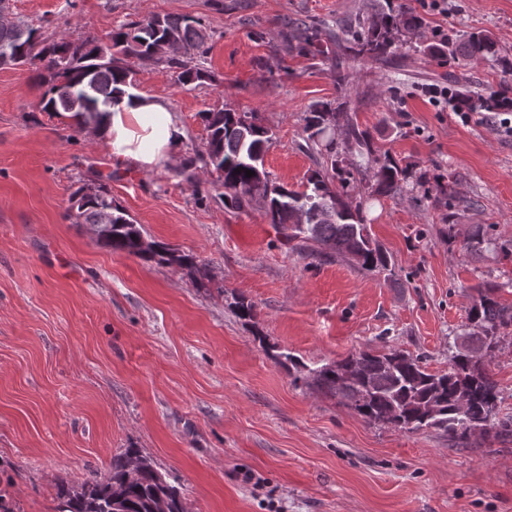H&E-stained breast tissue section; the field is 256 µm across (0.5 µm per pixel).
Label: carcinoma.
I'll use <instances>...</instances> for the list:
<instances>
[{
	"mask_svg": "<svg viewBox=\"0 0 512 512\" xmlns=\"http://www.w3.org/2000/svg\"><path fill=\"white\" fill-rule=\"evenodd\" d=\"M291 26L292 38L298 40L302 54L314 60L329 55L330 50L319 44L318 31L301 21ZM422 26L423 19L417 15H400L380 3L363 4L359 13L342 24L346 38L334 58L336 79H344L343 71L352 56L388 62L401 36ZM170 38L179 43V54L167 58L165 64L175 70L177 81L185 84L207 79L208 74L192 62L206 53L208 34L200 19L182 15H158L125 24L112 34L109 45L91 48L65 37L44 45L39 29L23 21L0 23V56L9 54L14 66L43 64L40 82L47 86L43 111L74 112L96 120L101 116V106L118 103L131 86L128 60L145 65L158 62L154 47ZM426 51L433 58L450 60L458 55L495 58L498 54L495 40L485 32H471L458 40L439 38L427 45ZM336 112H343V108L316 103L305 116V131L319 147L326 165L311 172L302 191L270 180L264 168V154L271 141L269 130L254 114L230 109L203 113L208 131L206 148L193 150L179 175L193 183L197 163L213 168L226 190L220 199L237 210L251 204L250 195L260 183L269 223L293 248L312 257L334 252L353 259L365 270L387 271L390 258L372 238L362 205L351 206L344 200L345 194L332 186L337 178L346 188L359 182L362 175L359 170L340 167L336 159L335 141L325 124V115ZM346 131L359 149L373 153L368 132L351 118L347 119ZM248 170L255 175L246 176ZM369 173L375 195L391 197L407 190L406 169L387 155L374 159ZM83 190L81 186L72 193L68 217L77 224L92 225L97 242L145 262L196 267L192 254L161 242L152 252L141 250L140 226L114 204L108 191L100 186L95 196L88 197ZM497 290L491 284L480 290L469 312L474 327L466 336L470 353H452L450 369L444 374L428 372L420 358L398 349L384 353L363 350L316 368L289 353H280L275 360L307 371L315 383L340 396L369 422L392 417L398 428L411 432L435 428L460 445L467 444L476 431L495 429L500 434H511V420L494 416L485 420L486 409L497 406L499 389L483 369L484 360L498 331L512 326V305L500 304L495 299ZM233 309L244 321L256 317L255 305L244 297L235 298ZM55 501V512H187L179 488L137 448H127L112 457L104 478L61 486Z\"/></svg>",
	"mask_w": 512,
	"mask_h": 512,
	"instance_id": "obj_1",
	"label": "carcinoma"
}]
</instances>
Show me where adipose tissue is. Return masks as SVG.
I'll return each mask as SVG.
<instances>
[{
	"label": "adipose tissue",
	"mask_w": 512,
	"mask_h": 512,
	"mask_svg": "<svg viewBox=\"0 0 512 512\" xmlns=\"http://www.w3.org/2000/svg\"><path fill=\"white\" fill-rule=\"evenodd\" d=\"M63 118L81 126L112 156L145 171L169 162L186 137L181 120L167 101L138 93L108 106L100 122L83 123L70 112Z\"/></svg>",
	"instance_id": "ef3b65f1"
}]
</instances>
